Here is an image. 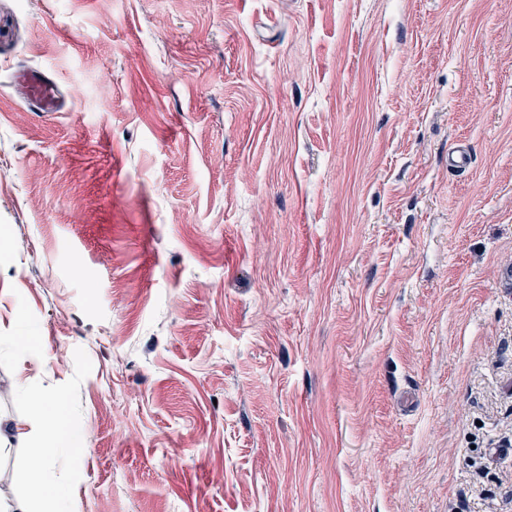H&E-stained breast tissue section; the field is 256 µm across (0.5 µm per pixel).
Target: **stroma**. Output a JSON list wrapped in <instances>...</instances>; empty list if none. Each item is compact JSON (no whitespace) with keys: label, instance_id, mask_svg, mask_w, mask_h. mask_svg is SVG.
Listing matches in <instances>:
<instances>
[{"label":"stroma","instance_id":"35a3bbf8","mask_svg":"<svg viewBox=\"0 0 512 512\" xmlns=\"http://www.w3.org/2000/svg\"><path fill=\"white\" fill-rule=\"evenodd\" d=\"M506 263L512 0H0L11 498L26 386L75 512H512ZM18 85L27 99L40 104L45 112H56L59 108V98L48 78L39 71L27 70L16 75ZM2 341L10 344L16 352L20 353L25 358L43 361L47 357L46 350L40 343H38L37 336H34L32 332L27 336H9L4 340H2L1 336V344Z\"/></svg>","mask_w":512,"mask_h":512}]
</instances>
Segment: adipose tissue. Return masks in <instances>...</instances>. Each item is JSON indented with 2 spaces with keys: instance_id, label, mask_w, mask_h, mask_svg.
<instances>
[{
  "instance_id": "adipose-tissue-1",
  "label": "adipose tissue",
  "mask_w": 512,
  "mask_h": 512,
  "mask_svg": "<svg viewBox=\"0 0 512 512\" xmlns=\"http://www.w3.org/2000/svg\"><path fill=\"white\" fill-rule=\"evenodd\" d=\"M21 393L30 407L27 456L38 480L22 502L0 500V512H65V490L56 476V464L66 449L82 447L83 432L69 421L62 399L44 397L27 387Z\"/></svg>"
}]
</instances>
